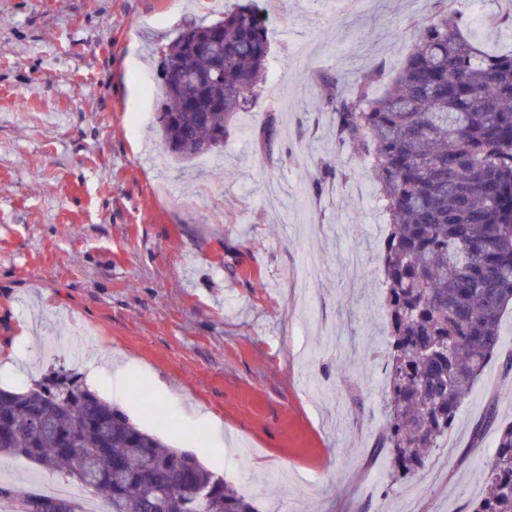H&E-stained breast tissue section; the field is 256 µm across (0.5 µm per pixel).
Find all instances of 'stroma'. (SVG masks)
Instances as JSON below:
<instances>
[{
	"label": "stroma",
	"mask_w": 512,
	"mask_h": 512,
	"mask_svg": "<svg viewBox=\"0 0 512 512\" xmlns=\"http://www.w3.org/2000/svg\"><path fill=\"white\" fill-rule=\"evenodd\" d=\"M271 68L221 150L178 162L157 135L152 50L212 0H0V382L16 390L109 351L129 368L101 395L200 455L259 512H470L512 374L492 360L447 441L390 483L387 216L368 164L336 144L321 74L403 64L448 0H258ZM487 50L512 49V0H460ZM271 145L258 141L268 121ZM339 177L313 193L323 162ZM233 459L203 454L194 410Z\"/></svg>",
	"instance_id": "1"
}]
</instances>
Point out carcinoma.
Instances as JSON below:
<instances>
[{"instance_id":"obj_1","label":"carcinoma","mask_w":512,"mask_h":512,"mask_svg":"<svg viewBox=\"0 0 512 512\" xmlns=\"http://www.w3.org/2000/svg\"><path fill=\"white\" fill-rule=\"evenodd\" d=\"M448 12L418 26L407 59L379 97L381 66L342 91L323 78L336 139L370 164L389 219L384 241L389 339L388 429L380 441L405 480L448 439L487 364L500 356L512 308V51L484 52L468 20ZM253 0L209 24L185 25L156 62L167 152L214 153L229 122L262 94L270 42ZM210 150L204 152V146ZM496 427L485 490L472 512H512V422ZM23 457L103 497L107 512H258L198 457L171 448L76 376L0 387V456ZM22 512H78L68 498L28 495Z\"/></svg>"}]
</instances>
